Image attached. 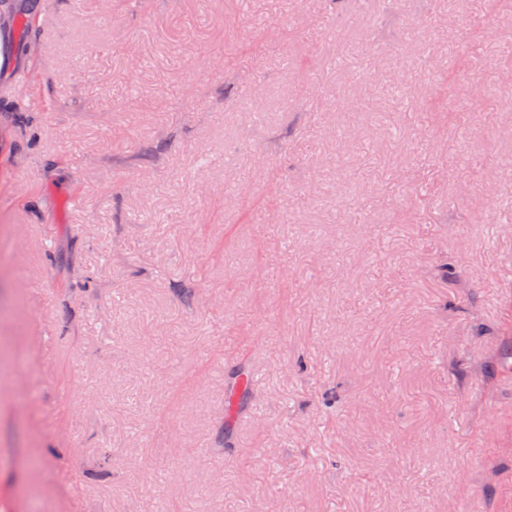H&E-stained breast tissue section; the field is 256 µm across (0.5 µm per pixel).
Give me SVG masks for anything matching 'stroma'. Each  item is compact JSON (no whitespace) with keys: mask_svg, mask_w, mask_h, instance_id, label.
I'll return each mask as SVG.
<instances>
[{"mask_svg":"<svg viewBox=\"0 0 512 512\" xmlns=\"http://www.w3.org/2000/svg\"><path fill=\"white\" fill-rule=\"evenodd\" d=\"M6 3L0 512H512V14Z\"/></svg>","mask_w":512,"mask_h":512,"instance_id":"35a3bbf8","label":"stroma"}]
</instances>
